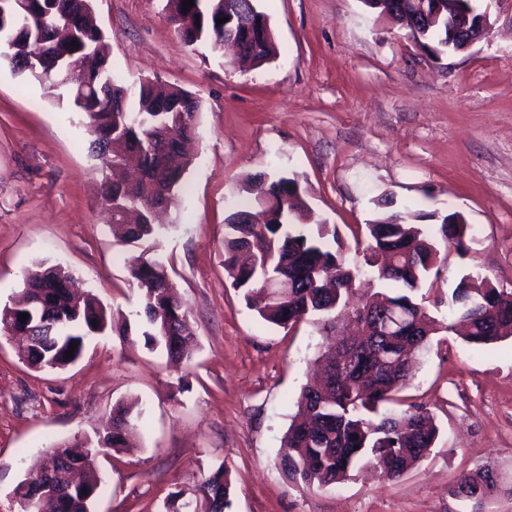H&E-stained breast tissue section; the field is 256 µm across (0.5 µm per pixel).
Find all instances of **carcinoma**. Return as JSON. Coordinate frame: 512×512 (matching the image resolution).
<instances>
[{
	"mask_svg": "<svg viewBox=\"0 0 512 512\" xmlns=\"http://www.w3.org/2000/svg\"><path fill=\"white\" fill-rule=\"evenodd\" d=\"M238 14L227 21L242 27V42L256 45L255 66H262L278 55L277 44L265 34L266 19L258 0H236ZM176 29L186 38L206 42L215 50L224 49L223 0H194L183 11L184 0H166ZM92 0H35L27 13L17 17L5 6L0 17V56L7 59L15 73L33 79L53 90L64 83L63 77H44L40 64L27 65L32 59L57 61L66 57L79 63L76 81L70 83L73 94L68 107L81 113L90 128L102 137L94 138L92 153L109 158L100 187L101 204L112 215V236L123 241L156 238L164 225L154 223V206L161 200L173 204L184 182L188 165H171L170 158L182 151L184 143L195 135V117L199 102L192 94L160 80H145L134 91L119 83L112 73L108 44L103 31L87 22ZM67 24L70 34L65 45L53 42L56 28ZM422 47L433 54L455 52L448 46V29L434 25L423 34ZM135 97L137 111L128 108ZM135 162L139 177L130 182L125 168ZM244 191L249 203L227 215L224 236V268L232 287L245 299L270 281L282 278L290 287L270 292L255 305L259 317L272 325L286 328L297 321H308L322 336L334 333L335 342L325 346L322 357L331 367L341 363L347 371L331 372L319 388H302L297 400L298 415L293 417L282 439L279 467L285 478L306 489L337 486L350 478L357 467L368 466L383 475L399 477L422 460L438 436L433 417L413 405L399 412L381 407L395 401L394 394L412 377L415 357L427 350L437 322L421 312L417 328L402 326L397 331H373L361 339L341 334L348 323L345 308L348 295L363 286L369 295L360 310L372 312L386 305L416 312L420 303L415 292L432 273L439 259L438 250L421 221L436 214L393 211L387 200L378 203L379 211L366 224L369 243L363 250V262L350 263L340 246L336 228L310 223L312 213L298 192L293 178L270 181L259 173L246 181ZM273 200L268 210L257 207L259 196ZM128 211L138 212L135 223L123 221ZM467 224L458 212L441 218V232L465 249ZM379 253H389L396 268L382 271L372 262ZM141 299L138 333L144 346L160 348L168 358L190 360L196 347L188 306L176 291L167 266L157 257L143 259L130 271ZM72 276L61 266L29 272L24 281L22 303L36 314L64 319L60 338L46 342L33 339L26 348L27 366L34 370H60L82 356L85 338L102 333L108 327V311L101 301L86 295L79 300L69 288ZM482 288L453 290L449 303L451 318L446 329L462 323L471 327L462 336L465 343L486 347L512 336V291L499 289L481 279ZM75 343L73 357L66 356ZM132 407L118 403L112 407V430L96 433L90 448L75 453L67 443L48 449L63 458L59 472L77 468L84 474L82 490L48 512H91L101 486L97 470L98 451L121 446L130 432ZM68 480L57 473L40 482L22 480L14 489L17 504L39 492L52 498L53 489ZM494 488V479L486 473L462 476L454 488L459 497L481 499ZM196 503L200 512H231L232 483L220 466L204 477L198 487Z\"/></svg>",
	"mask_w": 512,
	"mask_h": 512,
	"instance_id": "carcinoma-1",
	"label": "carcinoma"
}]
</instances>
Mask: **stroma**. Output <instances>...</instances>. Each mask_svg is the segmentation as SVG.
Returning a JSON list of instances; mask_svg holds the SVG:
<instances>
[{"label":"stroma","mask_w":512,"mask_h":512,"mask_svg":"<svg viewBox=\"0 0 512 512\" xmlns=\"http://www.w3.org/2000/svg\"><path fill=\"white\" fill-rule=\"evenodd\" d=\"M165 5L93 0L120 83L157 77L200 101L185 189L149 246L113 238L80 114L0 58V308L28 270L58 264L115 322L136 323L128 268L148 250L189 306L197 342L177 366L107 331L86 338L74 366L39 372L0 337V512H19L13 490L49 446L95 437L113 405L134 400L144 413L131 446L101 462L92 512H162L168 494L194 498L220 466L233 512H512V337L476 348L436 332L405 391L438 426L428 456L399 478L356 470L305 490L278 462L322 338L261 320L224 270V219L246 176L263 172L295 179L353 262L379 199L432 214L426 231L443 262L417 300L442 325L461 280L512 290V0H491L488 37L437 59L362 0H259L279 54L256 69L188 45ZM452 212L469 226L463 256L439 232ZM482 471L497 482L491 494L455 495L462 475Z\"/></svg>","instance_id":"obj_1"}]
</instances>
